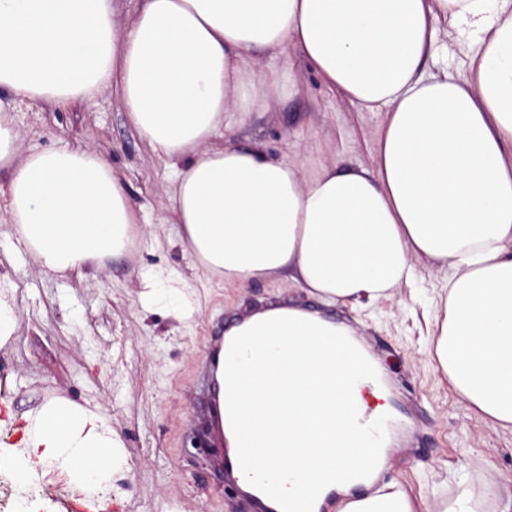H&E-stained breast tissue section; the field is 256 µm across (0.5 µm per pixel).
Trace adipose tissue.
<instances>
[{
  "mask_svg": "<svg viewBox=\"0 0 512 512\" xmlns=\"http://www.w3.org/2000/svg\"><path fill=\"white\" fill-rule=\"evenodd\" d=\"M143 0L126 30L112 0H0V91L37 107L111 88L130 125L176 170L169 196L177 238L203 269L235 287L288 278L330 305L372 301L410 284L416 264L449 269L433 316L430 358L474 417L512 433V0ZM479 37L469 76L430 70L441 22ZM300 57L340 97L380 112L371 167L339 158L299 163L213 139L231 112L297 94L266 76L269 55ZM0 210L48 274L121 256L141 223L124 179L99 156L66 146L19 155L0 101ZM146 307L179 309L187 287L163 266L140 273ZM306 309L250 313L235 332L265 328L294 355L282 323ZM291 374L268 385L241 362L242 426L232 448L257 453L289 495L347 492L367 442L352 432L350 388L321 399ZM49 402L26 419L4 458L83 480L96 448H113L107 416Z\"/></svg>",
  "mask_w": 512,
  "mask_h": 512,
  "instance_id": "obj_1",
  "label": "adipose tissue"
}]
</instances>
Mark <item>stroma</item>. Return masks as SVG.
Segmentation results:
<instances>
[{
    "label": "stroma",
    "instance_id": "obj_1",
    "mask_svg": "<svg viewBox=\"0 0 512 512\" xmlns=\"http://www.w3.org/2000/svg\"><path fill=\"white\" fill-rule=\"evenodd\" d=\"M287 66L298 95L248 114L230 113L216 142L278 157L319 151L369 165L383 113L340 101L305 60L277 59L264 69ZM12 115L21 151L67 146L105 160L123 177L144 223L129 252L104 267L92 263L79 274H46L14 225L0 220V280L6 284L0 300L15 312L13 332L0 343V445L17 443L25 417L43 404L69 400L107 415L121 443L109 499L93 502L94 512H217L221 480L188 428L196 397L207 392L199 372L202 338L269 303L315 308L318 300L284 281L227 288L204 273L191 249L164 228L174 172L130 126L111 90L66 106L32 108L18 101ZM315 130L322 139L318 151L310 138ZM154 266L176 268L187 279L185 313L144 307L138 276ZM446 279V272L421 267L411 287L393 291L390 299L327 311L358 328L388 377L400 440H418V454L390 465L383 483L405 492L419 512L452 507L464 497L481 512H507L512 436L472 417L435 369L426 329L413 319L445 298ZM9 486L0 512H67L86 494L58 468L38 470L25 481L11 478Z\"/></svg>",
    "mask_w": 512,
    "mask_h": 512
}]
</instances>
